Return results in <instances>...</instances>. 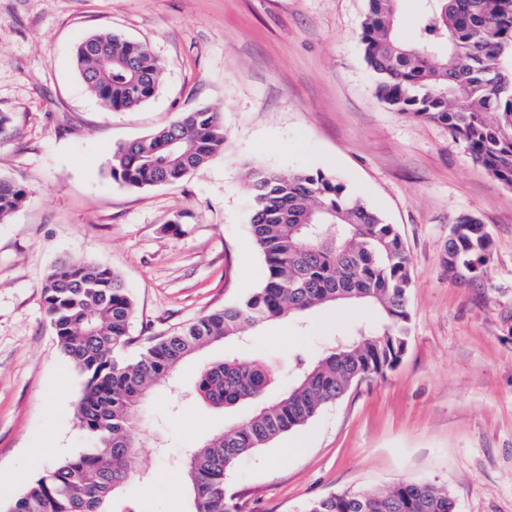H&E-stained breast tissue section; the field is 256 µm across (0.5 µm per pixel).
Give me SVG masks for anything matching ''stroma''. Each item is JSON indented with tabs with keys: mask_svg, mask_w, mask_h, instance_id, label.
Returning <instances> with one entry per match:
<instances>
[{
	"mask_svg": "<svg viewBox=\"0 0 512 512\" xmlns=\"http://www.w3.org/2000/svg\"><path fill=\"white\" fill-rule=\"evenodd\" d=\"M367 10V0H0V177L28 190L0 223V512L92 445L75 418L83 379L43 306L47 272L70 260L117 272L135 301L117 356L135 360L262 285L249 228L255 163L334 175L395 225L411 261V329L395 370L240 458L228 494L242 512H302L317 498L426 480L457 512H512V186L445 126L377 96L360 42ZM102 29L146 43L163 64L134 111H104L74 67L75 45ZM202 106L223 114L221 155L172 185L112 179L114 149ZM462 215L492 237L474 283L443 262ZM361 316L338 305L302 327L270 321L185 361L139 411L151 439L114 512H187L185 450L250 415L194 398L205 366L232 355L284 373Z\"/></svg>",
	"mask_w": 512,
	"mask_h": 512,
	"instance_id": "1",
	"label": "stroma"
}]
</instances>
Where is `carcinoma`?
Masks as SVG:
<instances>
[{"mask_svg":"<svg viewBox=\"0 0 512 512\" xmlns=\"http://www.w3.org/2000/svg\"><path fill=\"white\" fill-rule=\"evenodd\" d=\"M400 0H369L362 24L364 59L378 96L397 112L448 128L473 160L512 186V0H418L412 40L400 37ZM76 69L107 112H132L156 93L163 65L149 46L96 32L74 50ZM224 151L220 112L200 107L149 136L119 146L109 174L129 188L174 184ZM250 230L267 276L248 297L205 315L146 347L133 362L114 352L129 342L134 300L121 277L92 261L52 268L42 297L62 353L83 376L76 407L94 447L53 465L6 512H111L135 476L146 438L138 410L152 386L207 344L234 340L281 318L303 319L318 307L351 303L372 311L332 338L314 360L297 356L287 390L252 415L191 448L185 468L188 512H240L226 492V472L242 456L310 422L354 384L384 376L408 347L410 259L396 227L352 197L335 176L317 171H249ZM25 187L0 177V221L19 208ZM491 236L472 215L452 225L448 272L481 279ZM272 372L231 356L206 367L196 395L233 410L262 397ZM304 512H457L454 498L428 481L311 500Z\"/></svg>","mask_w":512,"mask_h":512,"instance_id":"cac0c4a2","label":"carcinoma"}]
</instances>
